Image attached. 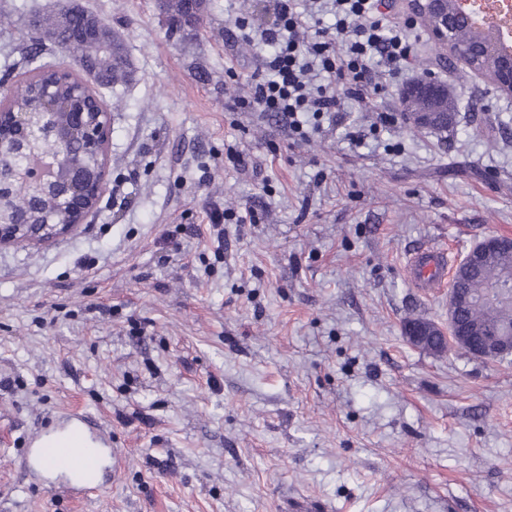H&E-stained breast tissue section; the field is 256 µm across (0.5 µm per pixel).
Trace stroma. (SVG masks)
I'll return each mask as SVG.
<instances>
[{"label":"stroma","instance_id":"obj_1","mask_svg":"<svg viewBox=\"0 0 512 512\" xmlns=\"http://www.w3.org/2000/svg\"><path fill=\"white\" fill-rule=\"evenodd\" d=\"M122 35L109 184L86 224L0 249V512H512V358L434 356L409 313L448 323V291L413 288L412 254L458 264L512 236V101L387 9L419 49L409 72L293 143L284 117L233 109L258 65L236 20L270 0H207L170 33L154 0H79ZM0 0V56L30 6ZM460 98L445 133L403 110L423 71ZM244 157L240 168L228 147ZM230 213L224 240L209 233ZM73 413L107 430L94 492L20 464ZM503 249L512 250V237L500 235L486 236L465 255L457 271L460 267L467 266L490 252H497Z\"/></svg>","mask_w":512,"mask_h":512}]
</instances>
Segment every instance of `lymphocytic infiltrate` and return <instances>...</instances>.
<instances>
[{
	"label": "lymphocytic infiltrate",
	"mask_w": 512,
	"mask_h": 512,
	"mask_svg": "<svg viewBox=\"0 0 512 512\" xmlns=\"http://www.w3.org/2000/svg\"><path fill=\"white\" fill-rule=\"evenodd\" d=\"M329 10L335 17L333 32H316L305 40L306 12ZM275 21L252 30L240 23L244 38L265 49L262 66L252 76L240 106L287 116L298 141L307 134L300 119L335 115L343 98H366L375 84L370 69L382 58L390 76L405 71L411 44L400 24L382 20L378 0H275ZM342 41L335 51L334 41Z\"/></svg>",
	"instance_id": "obj_1"
}]
</instances>
